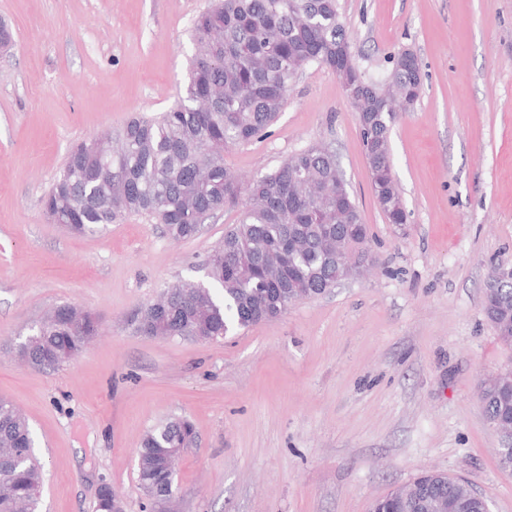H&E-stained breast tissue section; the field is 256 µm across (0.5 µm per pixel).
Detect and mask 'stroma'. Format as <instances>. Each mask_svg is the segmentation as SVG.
Wrapping results in <instances>:
<instances>
[{
    "instance_id": "35a3bbf8",
    "label": "stroma",
    "mask_w": 512,
    "mask_h": 512,
    "mask_svg": "<svg viewBox=\"0 0 512 512\" xmlns=\"http://www.w3.org/2000/svg\"><path fill=\"white\" fill-rule=\"evenodd\" d=\"M209 0H0L15 38L0 53V397L29 419L43 512H94L100 482L141 512L143 435L189 418L175 512H368L435 470L512 512V471L480 399L512 369L483 312L494 265L512 264V0H338L373 82L409 49L418 101L391 133L408 221L371 190L355 112L316 64L294 83L268 136L224 154L243 179L320 143L336 157L374 263L280 317L217 341L151 338L128 320L167 286L200 279L238 211L178 243L145 215L78 236L43 198L72 143L171 107ZM75 303L102 330L55 368L13 346Z\"/></svg>"
}]
</instances>
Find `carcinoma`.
<instances>
[{
    "instance_id": "carcinoma-1",
    "label": "carcinoma",
    "mask_w": 512,
    "mask_h": 512,
    "mask_svg": "<svg viewBox=\"0 0 512 512\" xmlns=\"http://www.w3.org/2000/svg\"><path fill=\"white\" fill-rule=\"evenodd\" d=\"M192 54L183 94L153 117L129 119L112 138V162L99 177L103 156L91 141L74 144L48 191V219L73 234L100 233L124 217L146 215L178 242L195 237L216 212L237 209V224L204 259L206 279L182 281L131 320L135 332L159 337L218 340L234 327L247 328L279 317L296 302L336 285V250L341 238L368 247V232L347 186L336 181V159L313 145L247 184L224 166V150L265 135L283 109L302 70L318 64L340 82L356 74L352 58L336 56L351 45L337 0H214L192 22ZM421 70L393 59L389 86L363 84L366 111L379 137L365 147L368 167L383 180L379 208L393 223H404L390 199H402L388 173L391 130L400 101L414 103ZM46 316L14 345V353L36 368L60 366L77 357L100 331L97 316L66 303ZM493 418L512 413V392L483 397ZM195 438L192 422L169 419L148 430L137 458V479L153 512H166L176 449ZM28 420L0 398V512H39L43 470L33 453ZM458 503L456 512H481L469 486L440 472L422 474ZM372 512H411L388 494Z\"/></svg>"
}]
</instances>
